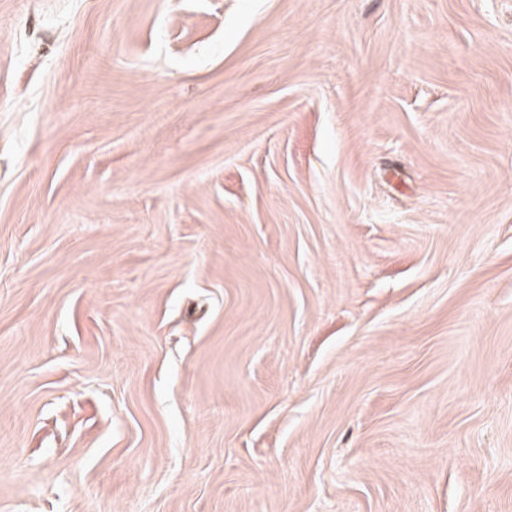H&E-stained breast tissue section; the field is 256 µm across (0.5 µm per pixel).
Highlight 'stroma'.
I'll return each mask as SVG.
<instances>
[{
	"mask_svg": "<svg viewBox=\"0 0 512 512\" xmlns=\"http://www.w3.org/2000/svg\"><path fill=\"white\" fill-rule=\"evenodd\" d=\"M0 512H512V0H0Z\"/></svg>",
	"mask_w": 512,
	"mask_h": 512,
	"instance_id": "35a3bbf8",
	"label": "stroma"
}]
</instances>
